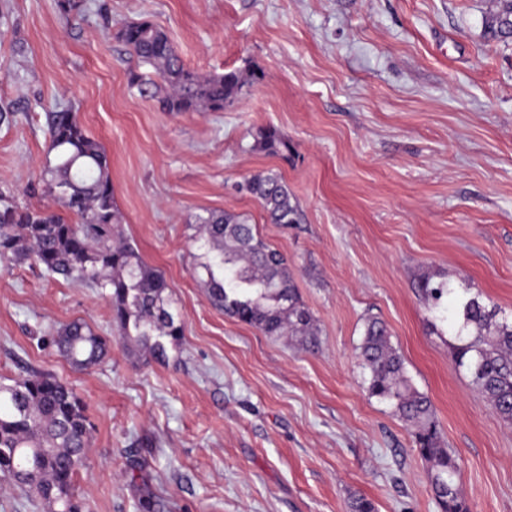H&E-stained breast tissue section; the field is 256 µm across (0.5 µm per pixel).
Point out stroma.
I'll use <instances>...</instances> for the list:
<instances>
[{
  "instance_id": "obj_1",
  "label": "stroma",
  "mask_w": 512,
  "mask_h": 512,
  "mask_svg": "<svg viewBox=\"0 0 512 512\" xmlns=\"http://www.w3.org/2000/svg\"><path fill=\"white\" fill-rule=\"evenodd\" d=\"M493 0H0V200L43 206L46 115L77 112L111 159L120 236L160 271L183 326L168 362L113 342L79 371L47 339L84 321L112 335L107 296L0 262V377L73 387L95 427L76 492L86 512H441L411 427L369 396L360 346L383 320L431 399L470 512H512V424L450 355L455 291L512 319V35ZM148 21L185 65L254 80L220 112H166L129 84L116 32ZM276 130L287 150L255 144ZM282 176L299 207L271 224L240 191ZM233 212L288 258L319 348L215 307L194 218ZM445 282L439 305L421 278ZM486 28L493 35L512 29V1L497 0L496 9L489 13Z\"/></svg>"
}]
</instances>
